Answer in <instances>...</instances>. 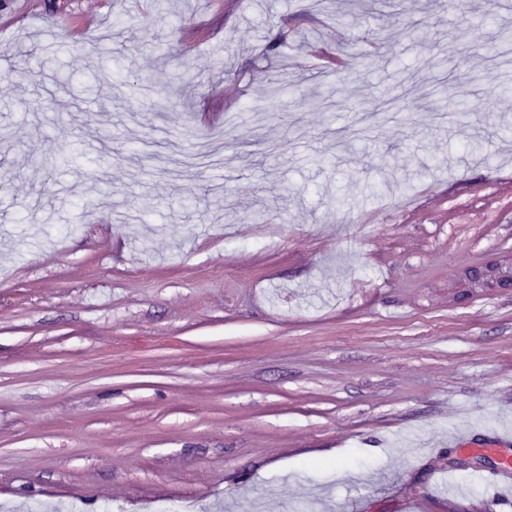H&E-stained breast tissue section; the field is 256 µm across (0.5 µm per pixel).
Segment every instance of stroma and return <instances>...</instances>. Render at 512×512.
I'll use <instances>...</instances> for the list:
<instances>
[{
    "mask_svg": "<svg viewBox=\"0 0 512 512\" xmlns=\"http://www.w3.org/2000/svg\"><path fill=\"white\" fill-rule=\"evenodd\" d=\"M446 2L0 0V512H488L512 10ZM465 281L476 288L512 290V267L504 270L498 264H490L468 269ZM453 444L459 448L472 451L493 448H511L512 447V433L511 432H498L495 433L489 440L485 442H474L466 435H455L450 438Z\"/></svg>",
    "mask_w": 512,
    "mask_h": 512,
    "instance_id": "1",
    "label": "stroma"
}]
</instances>
